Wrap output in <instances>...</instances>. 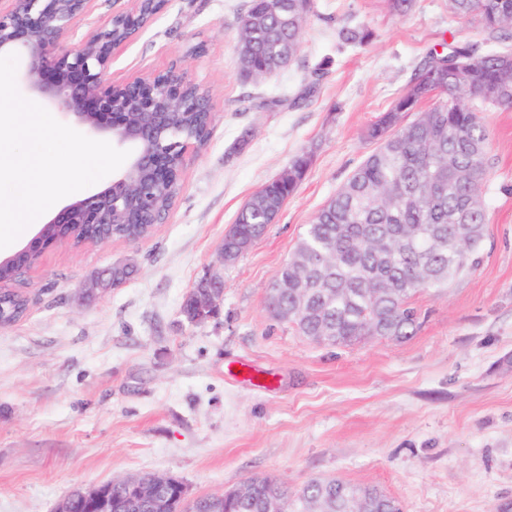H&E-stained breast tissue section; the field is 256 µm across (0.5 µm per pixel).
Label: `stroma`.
Returning a JSON list of instances; mask_svg holds the SVG:
<instances>
[{"label": "stroma", "instance_id": "1", "mask_svg": "<svg viewBox=\"0 0 512 512\" xmlns=\"http://www.w3.org/2000/svg\"><path fill=\"white\" fill-rule=\"evenodd\" d=\"M246 0H168L112 59L114 80L175 66L208 90L212 134L190 160L155 234L46 252L15 289L26 314L0 326V512H53L75 488L154 473L190 494L272 475L373 487L403 512H499L512 505V108L487 106L483 261L445 290L413 297L422 325L398 342L330 346L272 319L268 288L314 215L373 150L368 126L430 50L482 44L448 0H312L285 69L246 79L235 52ZM375 33L341 45L339 27ZM332 64L299 107L324 58ZM310 152L298 191L236 264L220 246L265 182ZM138 273L85 303L90 274ZM224 277L215 318L188 324L182 301ZM260 383L231 376L237 363Z\"/></svg>", "mask_w": 512, "mask_h": 512}]
</instances>
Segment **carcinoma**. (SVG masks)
Returning a JSON list of instances; mask_svg holds the SVG:
<instances>
[{"instance_id": "obj_1", "label": "carcinoma", "mask_w": 512, "mask_h": 512, "mask_svg": "<svg viewBox=\"0 0 512 512\" xmlns=\"http://www.w3.org/2000/svg\"><path fill=\"white\" fill-rule=\"evenodd\" d=\"M312 0H248L240 17L235 50L243 73L261 81L291 63L301 45L302 28ZM458 16L481 24L482 51L471 43L431 51L404 93L367 131L376 149L352 172L336 194L316 213L288 261L277 273L288 279V292L269 299L272 317L291 322L307 337L324 336L327 345H350L371 337L403 341L420 328L412 297L423 288L445 289L483 260L487 209V132L468 101L511 107L500 94L512 89V0H448ZM342 44L371 43L366 27L342 26ZM438 100L418 109L426 98ZM416 112L411 123L401 114ZM206 112H184L177 126L158 139L178 158L181 144L209 138ZM310 163L309 153L296 156L288 179L263 184L239 211L236 234L224 238V250L241 239L258 240L294 194ZM179 185L156 190V210L170 207ZM116 239H143L154 224H107ZM27 300L0 293V314L18 320ZM246 492L215 503L201 495L187 503L174 499L166 483L154 494L171 501V512H265L263 503L278 494L284 512H346L356 497L371 500L376 512H401L393 498L376 489L334 479H313L296 491L270 476L243 480Z\"/></svg>"}]
</instances>
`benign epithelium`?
<instances>
[{
	"mask_svg": "<svg viewBox=\"0 0 512 512\" xmlns=\"http://www.w3.org/2000/svg\"><path fill=\"white\" fill-rule=\"evenodd\" d=\"M92 2L12 0L9 10L0 11V55H23L27 61L25 78L59 111L75 116L91 130L107 134L121 144L140 147L123 177L97 193L66 205L47 222L58 228L62 239L103 244L108 239L90 233V226L163 223L147 209L133 211L121 203L130 196L141 198L155 186L181 181L188 161L199 153V147L195 143L186 145L176 163L152 148L155 139L173 127L175 117L183 110L184 104L176 97L190 84L189 79L171 82L156 74L123 82L112 80V54L130 39L128 35L116 36L114 19L125 17L135 31L142 23L141 17L127 9L119 11L74 46L64 47L75 21L89 11ZM129 112H148L150 120L132 122L126 118ZM46 248L42 229L21 250L0 258V270L27 253ZM109 274L108 268L96 271L79 289L81 298L88 299L100 290L115 287ZM200 288L205 293L197 297L198 315L192 318L194 323L211 318L224 297V281L217 276L199 280L188 290V295H194ZM125 484L128 488L125 507L131 512L151 499L152 489L139 479L128 478ZM111 490L109 482L78 489L75 494L96 512H106Z\"/></svg>",
	"mask_w": 512,
	"mask_h": 512,
	"instance_id": "7a95c632",
	"label": "benign epithelium"
}]
</instances>
